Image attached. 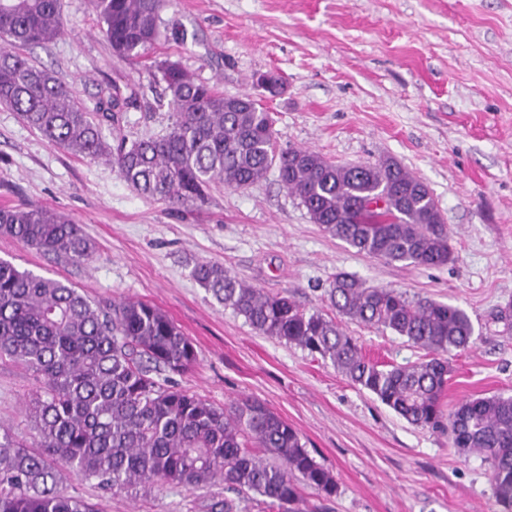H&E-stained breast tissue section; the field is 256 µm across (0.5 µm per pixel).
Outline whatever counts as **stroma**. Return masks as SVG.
<instances>
[{
	"label": "stroma",
	"mask_w": 512,
	"mask_h": 512,
	"mask_svg": "<svg viewBox=\"0 0 512 512\" xmlns=\"http://www.w3.org/2000/svg\"><path fill=\"white\" fill-rule=\"evenodd\" d=\"M61 9L65 33L23 53L88 108L115 87L136 95L134 108L104 126L105 139L166 133L162 91L146 87L151 61H178L230 95L259 96L256 75L278 72L285 90L265 105L279 146L342 165L399 161L429 187L454 258L426 268L359 254L314 224L273 172L250 188L214 186L205 202L171 208L138 194L110 163L50 144L0 105V207L65 214L95 244L76 266L0 236V259L70 281L104 308L131 298L165 312L198 353L175 384L219 406L246 396L266 402L333 473L331 499L304 489L308 512H499L479 457L409 424L330 363L258 334L192 270L218 263L327 315L339 273L459 306L477 339L448 358L446 409L512 394V328L497 318L512 307V0H171L167 36L140 62L115 55L89 0H62ZM341 326L378 362L426 357L391 332L346 319ZM38 387L32 372L0 360V425L25 444L34 432L24 402ZM63 486L101 512H202L225 495L220 483L112 494L69 476Z\"/></svg>",
	"instance_id": "stroma-1"
}]
</instances>
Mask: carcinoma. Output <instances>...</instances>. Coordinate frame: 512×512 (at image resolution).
Wrapping results in <instances>:
<instances>
[{"label":"carcinoma","mask_w":512,"mask_h":512,"mask_svg":"<svg viewBox=\"0 0 512 512\" xmlns=\"http://www.w3.org/2000/svg\"><path fill=\"white\" fill-rule=\"evenodd\" d=\"M167 0H89L115 54L145 57L164 37ZM64 30L60 0H0V105L56 147L106 159L141 195L188 206L215 185L247 189L274 169L313 223L369 257L436 267L452 260L450 233L429 188L393 159L340 166L305 148L276 147L272 113L247 94L226 95L177 61L153 67L171 123L165 135L108 146L102 127L133 104L114 92L88 111L72 90L19 49ZM0 236L72 265L92 240L69 217L43 207L0 208ZM194 280L259 334L319 355L408 423L447 430L453 447L489 465L500 512H512V396L466 400L452 411L448 353L474 343L458 306L367 287L339 273L327 291L336 313L428 351L411 365L368 359L335 319L248 285L217 263ZM31 371L40 390L26 403L31 446L0 427V512H98L59 489L60 472L106 490L222 482L257 512H304L301 487L336 494L335 476L310 456L298 432L264 402L220 407L170 384L193 367L191 340L158 307L123 299L105 310L69 281L0 260V358Z\"/></svg>","instance_id":"carcinoma-1"}]
</instances>
